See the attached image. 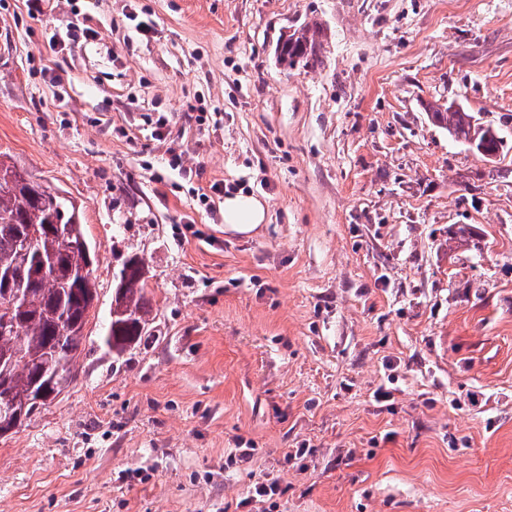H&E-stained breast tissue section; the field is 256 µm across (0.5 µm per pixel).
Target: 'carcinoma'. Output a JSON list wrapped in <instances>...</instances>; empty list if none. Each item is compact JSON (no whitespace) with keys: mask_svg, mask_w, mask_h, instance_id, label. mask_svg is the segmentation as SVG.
<instances>
[{"mask_svg":"<svg viewBox=\"0 0 512 512\" xmlns=\"http://www.w3.org/2000/svg\"><path fill=\"white\" fill-rule=\"evenodd\" d=\"M320 28L305 25L280 47V58L294 66L314 65L322 60ZM432 121L456 141L472 136L474 114L450 106L429 103ZM476 143L486 151L502 149V138L490 128ZM88 243L79 207L74 200L20 170L10 156L0 152V307L20 293L24 303L14 309L16 330L0 334V355L14 350L24 357L0 365V385L6 386L8 401L21 418L0 423V431L16 430L47 402L57 398L73 382L72 366L81 352L83 329L97 299L92 279L96 262ZM50 256L56 265L48 276L37 273L36 265ZM123 278L121 299L114 306L102 345L120 356L137 346L151 326L146 268L141 258H126L119 270ZM48 397L37 401L40 392Z\"/></svg>","mask_w":512,"mask_h":512,"instance_id":"cac0c4a2","label":"carcinoma"}]
</instances>
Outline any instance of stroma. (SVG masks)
<instances>
[{
  "instance_id": "1",
  "label": "stroma",
  "mask_w": 512,
  "mask_h": 512,
  "mask_svg": "<svg viewBox=\"0 0 512 512\" xmlns=\"http://www.w3.org/2000/svg\"><path fill=\"white\" fill-rule=\"evenodd\" d=\"M78 10L97 37L49 51ZM0 152L75 200L98 295L74 382L0 438V512H228L256 477L253 512H512V0H0ZM215 182L265 223L199 206ZM134 254L154 323L115 358ZM322 51L320 28L317 25H303L282 43L280 58L289 67L300 63L309 66L321 62ZM426 111H428L432 121L447 130L454 140L466 143V140L471 138L475 118L472 112H466L463 109H452L451 105L443 108V106L432 103L427 104ZM266 218L265 201L254 196L224 197V223L238 233L247 234ZM281 488L277 481L265 479L252 482L248 488L247 495L237 504L236 509L245 508L253 502H269L275 496L280 495Z\"/></svg>"
}]
</instances>
